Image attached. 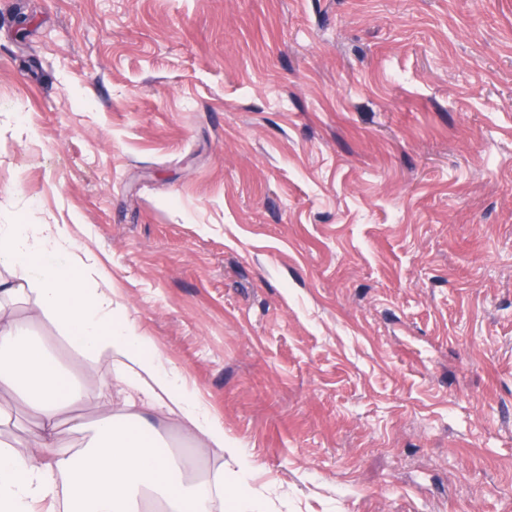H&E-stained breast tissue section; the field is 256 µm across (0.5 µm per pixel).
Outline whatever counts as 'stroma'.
<instances>
[{"instance_id": "obj_1", "label": "stroma", "mask_w": 512, "mask_h": 512, "mask_svg": "<svg viewBox=\"0 0 512 512\" xmlns=\"http://www.w3.org/2000/svg\"><path fill=\"white\" fill-rule=\"evenodd\" d=\"M21 217L97 257L281 512H512V0H0ZM0 320L84 382L83 448L118 356L32 295Z\"/></svg>"}]
</instances>
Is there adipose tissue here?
<instances>
[{"label":"adipose tissue","mask_w":512,"mask_h":512,"mask_svg":"<svg viewBox=\"0 0 512 512\" xmlns=\"http://www.w3.org/2000/svg\"><path fill=\"white\" fill-rule=\"evenodd\" d=\"M0 298L33 291L39 311L62 326L83 354L116 352L122 366L106 390L95 437L74 453L57 446L61 416L84 398L52 351L26 329L0 327V391L20 395L37 423L29 452L0 439V512H40L64 502L67 512H278L245 479L249 462L224 434V423L191 392L182 371L157 351L152 337L112 296L90 253H77L62 224L0 225ZM175 418L184 435L236 467L232 490L223 474L183 483L182 459L161 441L160 424Z\"/></svg>","instance_id":"adipose-tissue-1"}]
</instances>
